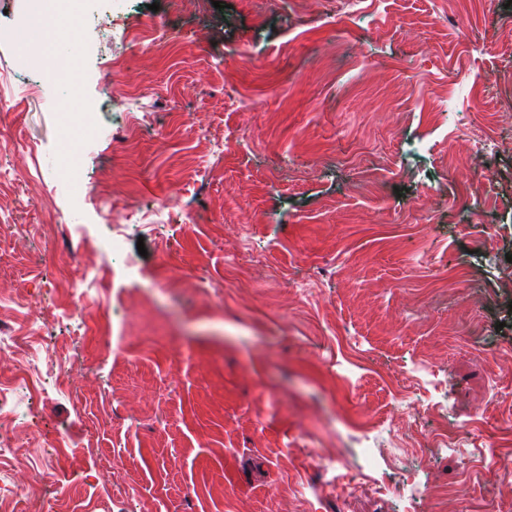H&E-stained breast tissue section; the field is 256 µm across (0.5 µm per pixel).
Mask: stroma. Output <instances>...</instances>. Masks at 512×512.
I'll use <instances>...</instances> for the list:
<instances>
[{"label":"stroma","mask_w":512,"mask_h":512,"mask_svg":"<svg viewBox=\"0 0 512 512\" xmlns=\"http://www.w3.org/2000/svg\"><path fill=\"white\" fill-rule=\"evenodd\" d=\"M149 2L89 0L75 52L37 75L0 39V162L19 172L0 187V297L39 300L34 347L62 384L31 407L40 443L0 476L49 497L93 475L74 512H396L400 472L379 466L378 497L357 467L393 435L441 429L450 444L407 512H512V483L485 479L512 445L499 429L512 419L507 0H366L348 18L337 0H224L185 17ZM131 26L168 42L128 44L113 71ZM112 82L145 96L124 139ZM477 134L500 152L449 167ZM72 162L114 186L76 199L60 178ZM116 204L137 223L114 224ZM74 268L108 273L105 338L56 305ZM422 359L437 384L413 380ZM407 382L410 409L395 399ZM58 440L77 458L43 468Z\"/></svg>","instance_id":"obj_1"}]
</instances>
